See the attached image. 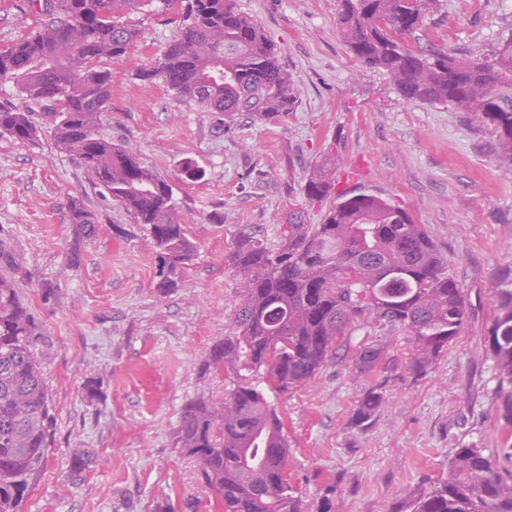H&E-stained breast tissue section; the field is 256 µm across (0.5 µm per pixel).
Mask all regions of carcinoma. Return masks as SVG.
Listing matches in <instances>:
<instances>
[{"instance_id": "obj_1", "label": "carcinoma", "mask_w": 512, "mask_h": 512, "mask_svg": "<svg viewBox=\"0 0 512 512\" xmlns=\"http://www.w3.org/2000/svg\"><path fill=\"white\" fill-rule=\"evenodd\" d=\"M179 0H26L47 17L43 26L0 49V85L46 108L55 147L102 189V197L145 226L161 261L157 292L180 287L197 247L181 224L171 184L100 131L112 103V72L138 37L130 15ZM178 29L156 61L138 70L181 99L215 115L225 130L244 112L265 120L290 112L297 95L291 74L261 27L236 0H187ZM440 0H339L336 25L352 55L383 71L408 101L461 112L494 137L496 161L512 168V32L489 48L461 56L429 44L427 20ZM35 113L0 105V137L33 142ZM336 150L324 153L301 190L311 205L327 204L320 224L304 211L288 214L279 243L239 235L227 254L241 277V298L224 341L202 367L228 380L221 396H202L180 414L177 438L200 466L221 512H306L288 478V436L257 374L286 392L308 385L349 328L364 320L410 330L412 377L430 373L459 336L467 299L447 259L412 216L388 199L340 189ZM70 261L97 233L96 215L68 202ZM0 229V267L16 257ZM498 313L485 336L497 371L499 420L512 438V280L493 289ZM44 336L14 281L0 276V512H20L42 472L56 416L46 382ZM383 348H359L356 367H381ZM385 403L380 385L353 408L348 425L371 426ZM389 512H512V473L472 443L455 449L448 473L398 493Z\"/></svg>"}]
</instances>
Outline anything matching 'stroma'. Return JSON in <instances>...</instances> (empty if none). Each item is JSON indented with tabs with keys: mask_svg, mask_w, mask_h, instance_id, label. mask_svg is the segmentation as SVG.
Instances as JSON below:
<instances>
[{
	"mask_svg": "<svg viewBox=\"0 0 512 512\" xmlns=\"http://www.w3.org/2000/svg\"><path fill=\"white\" fill-rule=\"evenodd\" d=\"M0 0V48L36 31L42 17ZM261 26L292 73L293 112L230 129L180 101L161 81L136 72L159 57L175 25L169 15L133 14L136 42L107 62L112 105L102 129L173 188L181 221L197 245L183 284L159 296L160 260L143 225L104 200L90 176L49 134L34 143L0 137V227L12 234L11 277L47 337L46 377L56 426L44 468L21 512H216L197 462L177 443L182 408L219 392L202 374L228 330L240 279L225 255L243 231L276 243L288 211L306 206L300 186L325 149L347 169L341 187L374 193L407 209L448 260L467 296V320L426 377L364 374L362 344L382 345L405 367L410 331L356 327L307 386L270 393L286 423L289 474L308 512L329 497L332 512H388L396 492L446 475L456 448L477 444L500 458L497 380L485 336L496 313L493 290L512 275V169L500 167L488 134L442 105L405 100L386 76L362 67L337 28V0H237ZM512 28V0H444L432 34L469 51ZM204 172L182 181L186 161ZM78 199L98 220L79 265L69 257L66 204ZM223 214L215 223L214 214ZM94 381L96 398L84 385ZM383 384L386 403L363 433L348 417L363 392ZM95 457L72 461L76 447Z\"/></svg>",
	"mask_w": 512,
	"mask_h": 512,
	"instance_id": "1",
	"label": "stroma"
}]
</instances>
